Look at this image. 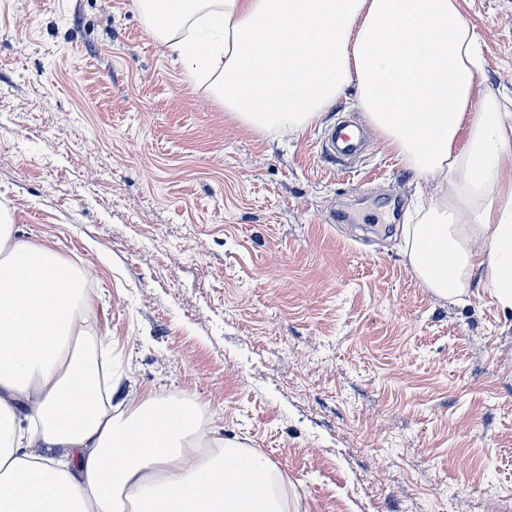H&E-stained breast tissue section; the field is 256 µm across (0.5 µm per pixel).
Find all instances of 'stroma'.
<instances>
[{
    "label": "stroma",
    "instance_id": "stroma-1",
    "mask_svg": "<svg viewBox=\"0 0 512 512\" xmlns=\"http://www.w3.org/2000/svg\"><path fill=\"white\" fill-rule=\"evenodd\" d=\"M512 113V0H460ZM350 119L366 152H325ZM354 91L298 132L234 119L139 0H0V222L83 267L108 397L195 400L288 512H512V311L436 299L427 193Z\"/></svg>",
    "mask_w": 512,
    "mask_h": 512
}]
</instances>
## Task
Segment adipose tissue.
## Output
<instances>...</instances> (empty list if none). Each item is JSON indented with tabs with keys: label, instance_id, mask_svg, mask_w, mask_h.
I'll return each mask as SVG.
<instances>
[{
	"label": "adipose tissue",
	"instance_id": "adipose-tissue-1",
	"mask_svg": "<svg viewBox=\"0 0 512 512\" xmlns=\"http://www.w3.org/2000/svg\"><path fill=\"white\" fill-rule=\"evenodd\" d=\"M148 28L224 108L260 131L303 129L355 88L372 124L431 184L404 229L437 298L479 281L512 310V113L477 98L459 0H142ZM77 269L0 224V512H287L261 455L152 395L113 413L76 348ZM217 447L213 458L200 447Z\"/></svg>",
	"mask_w": 512,
	"mask_h": 512
}]
</instances>
